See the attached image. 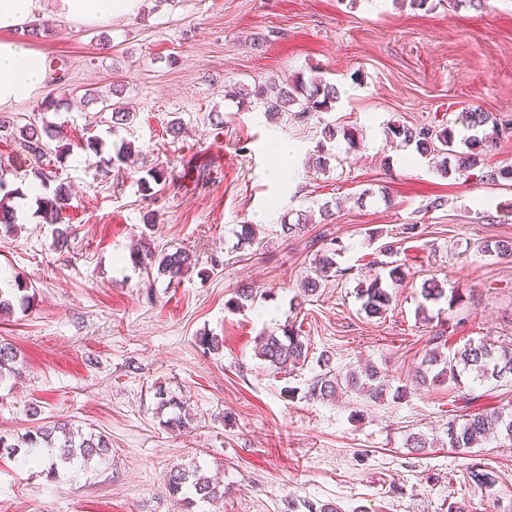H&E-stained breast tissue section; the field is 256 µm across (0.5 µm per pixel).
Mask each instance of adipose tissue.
Listing matches in <instances>:
<instances>
[{
	"mask_svg": "<svg viewBox=\"0 0 512 512\" xmlns=\"http://www.w3.org/2000/svg\"><path fill=\"white\" fill-rule=\"evenodd\" d=\"M139 0H0V108L34 96L46 80L42 53L25 42L8 38V31L44 17L47 11L95 25L115 17L134 15Z\"/></svg>",
	"mask_w": 512,
	"mask_h": 512,
	"instance_id": "ef3b65f1",
	"label": "adipose tissue"
}]
</instances>
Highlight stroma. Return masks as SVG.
Listing matches in <instances>:
<instances>
[{"label":"stroma","instance_id":"35a3bbf8","mask_svg":"<svg viewBox=\"0 0 512 512\" xmlns=\"http://www.w3.org/2000/svg\"><path fill=\"white\" fill-rule=\"evenodd\" d=\"M39 28L10 36L45 54L47 80L0 112L21 126H59L56 143L67 152L42 193L66 184L63 221L72 231L56 249L54 227L33 201L17 234L0 231V291L21 276L34 292L0 316V340L18 348L21 372L0 384V431L63 419L108 435L112 455L52 479L0 454V512H203L165 489L170 468L193 458L224 483L214 512H308L310 502L340 512H512V440L498 435L458 455L446 435L449 421L512 411V385L414 383L435 334L452 350L512 342V258L481 251L487 241L512 242V181L486 177L512 166V137L463 177L441 174L383 131L390 121L449 126L461 152L462 113L512 120V0L458 8L438 0L431 10L394 0H141L132 17L85 25L51 13ZM319 75L340 98L306 119H273L236 98L258 83ZM89 92L113 95L127 118L83 103ZM63 96L58 111L38 112ZM328 122L358 128L360 143L324 142ZM93 138L102 153L87 149ZM124 142L137 153L134 169L105 166ZM284 143L292 154L277 176L271 148ZM321 145L324 172L308 167ZM152 167L167 181L147 192L139 180ZM438 197L444 206L431 209ZM327 202L335 209L326 220L318 210ZM304 212L306 228L283 236L282 219ZM240 224L258 226L262 247L239 246ZM406 224L419 225V236L403 238ZM333 240L343 275L291 307ZM387 242L406 277L387 313L369 317L356 290ZM146 247L187 251L194 265L174 282L148 277L132 258ZM431 279L459 291L463 304L425 302L421 286ZM238 287L258 299L233 312L226 302ZM290 323L309 339L310 359L279 373L257 357L255 338ZM203 333L219 339L218 351L198 346ZM323 353L336 373L373 364L412 392L377 402L355 392L307 399ZM160 387L173 406L159 407ZM181 409L190 429L168 430ZM414 433L427 437L426 448L407 447ZM472 466L497 471L499 485L470 486Z\"/></svg>","mask_w":512,"mask_h":512}]
</instances>
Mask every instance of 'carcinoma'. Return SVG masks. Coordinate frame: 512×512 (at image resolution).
I'll return each instance as SVG.
<instances>
[{"mask_svg":"<svg viewBox=\"0 0 512 512\" xmlns=\"http://www.w3.org/2000/svg\"><path fill=\"white\" fill-rule=\"evenodd\" d=\"M255 98L272 114L293 112L299 117L321 112H330L338 100L336 86L322 78L305 83L299 79L281 85L276 82L258 85L244 94V100ZM463 128L472 132L468 136V151L459 153L453 149L456 139L453 130L445 127L432 132L425 128L414 129L393 121L386 125L384 135L388 139L400 140L406 145H415L422 156L436 154L441 157L439 164L443 174H448L450 159H455L454 170L464 175L481 164L483 147L498 135V125L489 112L465 113ZM0 135L12 138L19 143L23 152L36 165L37 176L46 183L50 175L46 167L50 163L51 149L49 140L58 137L56 127L44 123L42 128L35 125L16 126L9 117L0 116ZM19 191L7 189L0 180V226L5 232L17 231L14 209L9 205ZM69 201L68 189L59 184L53 197H43L39 214L47 224H55V243L63 246L68 242L70 228L62 223L63 210ZM338 249L323 253L314 259V274L305 278L302 292L310 296L318 292L320 281L336 273V255ZM148 265H157L158 273L175 279L181 277L192 265V254L186 251L165 253L157 256L152 252L145 254ZM405 279V273L396 265L389 269L388 276L370 274L359 283L357 295L361 301V310L368 317L384 314L392 302L391 289ZM256 296L248 288H237L234 296L226 305L240 310L254 303ZM436 346L431 348L421 361V367L415 374L419 385L427 383H452L458 385L466 374H473L479 380L512 382V347L499 346L480 341L468 342L462 347L445 353L446 344L435 336ZM310 343L307 337L294 324L290 323L281 332H269L259 337L257 356L279 372H292L308 363ZM18 351L13 344L0 341V383L16 376ZM363 393L371 400H378L387 393L401 399L407 396L406 388L392 387L389 374L375 365H367L357 372L344 376L330 370L315 375L308 384L307 397L312 400H330L342 390ZM506 434L512 438V412L492 410L467 416L462 422L448 424V446L460 453L479 445L491 435ZM112 448L110 438L99 432L83 433L82 428L70 423L57 422L53 425H39L19 438L8 433H0V451L15 456L19 453L28 457V462L38 464L46 458L50 461L49 472L58 474V465H85L95 457L104 459ZM470 484L480 490H490L499 482L500 476L492 469L472 467L467 471ZM167 491L171 498L185 506L196 502L217 501L224 498V489L201 473V466L195 460L176 465L169 471Z\"/></svg>","mask_w":512,"mask_h":512,"instance_id":"carcinoma-1","label":"carcinoma"}]
</instances>
